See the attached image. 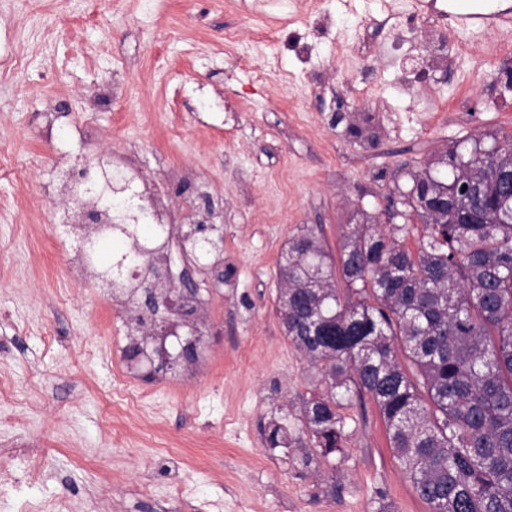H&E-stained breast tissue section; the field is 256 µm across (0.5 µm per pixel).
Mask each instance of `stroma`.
<instances>
[{
	"instance_id": "obj_1",
	"label": "stroma",
	"mask_w": 512,
	"mask_h": 512,
	"mask_svg": "<svg viewBox=\"0 0 512 512\" xmlns=\"http://www.w3.org/2000/svg\"><path fill=\"white\" fill-rule=\"evenodd\" d=\"M254 2L0 0V54L23 62L0 82V512H169L176 488L185 512H429L370 398L343 409L331 454L302 425L327 383L285 334L279 263L306 233L338 255L347 225L385 223L388 196L437 155L512 134V58L486 52L491 30L457 26L439 45L406 20L344 72L328 65L336 34L360 35L380 0H322L330 25L307 32L301 56L242 21ZM440 50L449 64L435 70ZM48 96L69 131L50 144L37 122ZM91 138L133 157L179 223L223 228L222 254L189 270L202 340L176 371L120 374L137 336L128 307L92 272L69 276L64 177ZM274 422L288 447L267 442ZM29 448L43 451L35 483Z\"/></svg>"
}]
</instances>
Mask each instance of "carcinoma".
<instances>
[{
	"label": "carcinoma",
	"mask_w": 512,
	"mask_h": 512,
	"mask_svg": "<svg viewBox=\"0 0 512 512\" xmlns=\"http://www.w3.org/2000/svg\"><path fill=\"white\" fill-rule=\"evenodd\" d=\"M402 194L403 223L350 224L339 254L345 288L318 238L297 236L279 266L287 337L329 388L301 422L320 448H339L340 413L367 393L429 512H512V134L455 147ZM427 239L406 246L410 221ZM152 224H105L89 260L114 238L116 261L146 263L166 243ZM402 350L413 370L397 359Z\"/></svg>",
	"instance_id": "carcinoma-1"
}]
</instances>
